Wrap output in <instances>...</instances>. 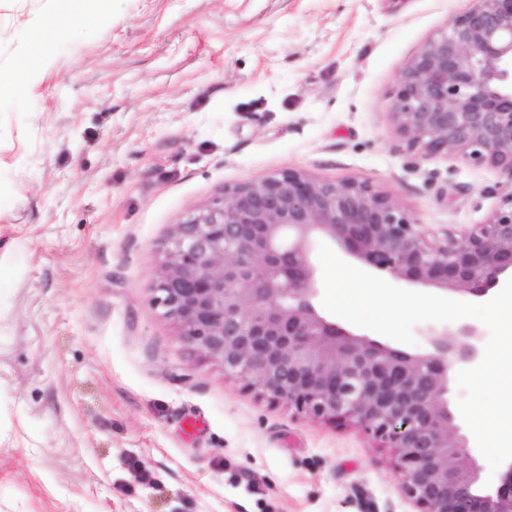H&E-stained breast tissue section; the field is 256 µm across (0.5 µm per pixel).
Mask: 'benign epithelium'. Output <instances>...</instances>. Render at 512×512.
<instances>
[{
	"label": "benign epithelium",
	"mask_w": 512,
	"mask_h": 512,
	"mask_svg": "<svg viewBox=\"0 0 512 512\" xmlns=\"http://www.w3.org/2000/svg\"><path fill=\"white\" fill-rule=\"evenodd\" d=\"M472 2L402 69L391 117L422 155L487 164L512 188V0ZM169 237L153 301L225 375L383 440L418 512H512V463L485 486L448 409L449 372L483 357L479 329L434 330L422 354L359 337L316 310L312 259L327 237L374 273L483 298L512 278V192L489 223L431 240L367 182L288 170L224 188Z\"/></svg>",
	"instance_id": "obj_1"
}]
</instances>
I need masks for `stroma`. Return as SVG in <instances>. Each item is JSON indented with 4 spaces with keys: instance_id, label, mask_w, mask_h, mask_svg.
Returning <instances> with one entry per match:
<instances>
[{
    "instance_id": "stroma-1",
    "label": "stroma",
    "mask_w": 512,
    "mask_h": 512,
    "mask_svg": "<svg viewBox=\"0 0 512 512\" xmlns=\"http://www.w3.org/2000/svg\"><path fill=\"white\" fill-rule=\"evenodd\" d=\"M471 0H101L0 105V512H415L383 443L271 403L151 288L171 225L293 169L429 237L488 223L486 165L421 156L398 76ZM55 0H0V69Z\"/></svg>"
}]
</instances>
